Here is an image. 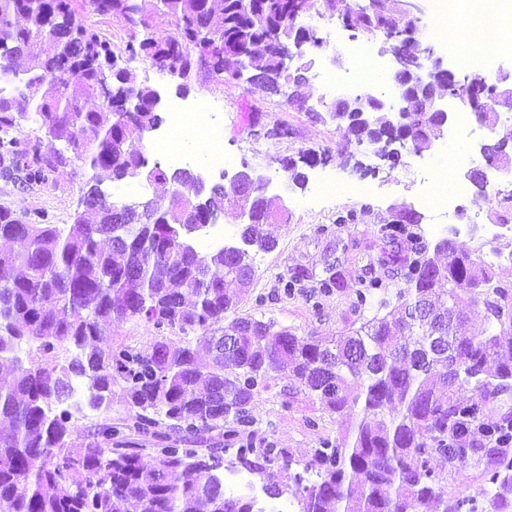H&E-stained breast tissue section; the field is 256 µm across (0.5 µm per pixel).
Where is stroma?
I'll use <instances>...</instances> for the list:
<instances>
[{
    "label": "stroma",
    "mask_w": 512,
    "mask_h": 512,
    "mask_svg": "<svg viewBox=\"0 0 512 512\" xmlns=\"http://www.w3.org/2000/svg\"><path fill=\"white\" fill-rule=\"evenodd\" d=\"M303 23L325 39L322 47L311 49L297 61L306 70L305 85L286 83L280 93L271 94L240 80L204 73L194 79L183 98L188 104L200 100L216 103L224 154L232 161L222 171L206 167L203 156L207 144L196 140L184 144L183 149L197 156V168L205 169L214 182L220 181L222 174H234L245 165L259 169L270 177L272 191L288 205L287 223L263 227L275 247L267 252L254 251L256 278L237 308L238 315L274 320L299 336L338 334L354 319L351 304L359 287L360 263L345 262L343 288L328 295H318L309 281L287 295L282 282L298 266L322 272L325 263L335 258L329 246L336 239L352 236L381 247L380 228L394 220L396 207L402 205L420 213L419 228L428 243H435L442 229L455 226L460 230L456 243L464 251L475 256L491 251L503 254L505 260L496 264L495 273L498 280L512 285V263L507 260L512 254V234L491 240L485 234L487 225L497 223L501 212L499 197L512 193V183H498V195L486 201L474 202L469 195L460 198L459 206L467 210L463 217L448 215L446 210L430 205V195L442 187L440 158L431 149L417 153L409 148L404 150L400 164L392 167L371 146L347 140L336 120L326 115L337 97L328 93L319 73L332 67L331 59L340 50L344 53L343 64L332 68L337 81L350 80L349 70L354 66L350 51L355 42L342 29L329 34L320 15L309 14ZM279 123L288 124L293 137L255 140L253 126L269 129ZM308 147L324 151L325 161L309 171L306 185L300 188L289 183L278 160ZM89 175L88 166L74 158L52 172L44 184L23 188L0 180V207L20 215L43 211L52 223H71L74 215L84 209ZM331 177L347 185L368 183L371 191L326 196L323 183ZM350 213L355 216L354 223L337 224V217ZM292 388L289 379L280 378L256 396L250 432L255 441L273 442L301 454L318 447L322 437L335 435L339 418L305 393H293Z\"/></svg>",
    "instance_id": "35a3bbf8"
}]
</instances>
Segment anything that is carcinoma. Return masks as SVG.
Wrapping results in <instances>:
<instances>
[{
    "instance_id": "obj_1",
    "label": "carcinoma",
    "mask_w": 512,
    "mask_h": 512,
    "mask_svg": "<svg viewBox=\"0 0 512 512\" xmlns=\"http://www.w3.org/2000/svg\"><path fill=\"white\" fill-rule=\"evenodd\" d=\"M339 0H0V177L28 184L74 155L92 175L84 195L90 222L78 213L64 229L47 216L21 218L0 207V359L10 356L12 376L0 379V512H266L252 495H228L214 456L232 453V465L259 477L266 498H296L297 512H477L471 496L448 494L447 473L478 472L489 508L512 512V287L494 281L493 265L458 251L442 264L448 238L432 252L410 258L397 250L369 254L355 238L336 240L341 255L317 276L296 270L285 282L317 280L326 291L341 287L342 260L355 251L366 259L352 306L386 309L328 340L298 336L273 320L239 316L241 296L256 270L250 248L268 251L274 241L257 226L284 220L265 206L240 232L239 242L200 254L179 224L194 205L189 169L156 164L147 181L171 188L169 206L126 243L113 242L106 223L111 201L96 193L103 179H123L142 154L127 140L126 104L147 122L163 120L153 109L155 88L135 82L126 64L139 59L189 86L199 72L235 78L249 56L269 80L306 82L305 69H283L280 51L307 27L300 19L323 10L348 15ZM91 11L122 23L124 51L85 20ZM173 29L154 24L157 13ZM364 31L392 33L386 5L358 12ZM25 57L33 74L20 77ZM116 60L107 73L112 98L100 93L94 62ZM487 80L473 76L469 103L482 107ZM42 91L32 107L48 138L64 150L43 152L42 140H20L12 131L28 112L19 101ZM90 99L99 109L88 110ZM394 120L346 125V134L378 150ZM417 147L430 144L436 125L408 119ZM420 214L399 213L384 227L392 244L418 224ZM383 273H378V269ZM405 281L390 298L383 278ZM237 285L228 291L227 283ZM421 305L427 318L407 319ZM481 305L486 328H467L466 311ZM128 323L177 329L185 344L166 337L151 352L125 336L100 346L102 336ZM234 346L218 350L213 338ZM39 357L23 361L21 346ZM308 391L326 410L344 414L342 431L298 455L247 433L257 389L281 376ZM89 382L90 403L118 398L128 416L106 418L72 438L64 407L76 386ZM471 392L468 401L458 392Z\"/></svg>"
}]
</instances>
